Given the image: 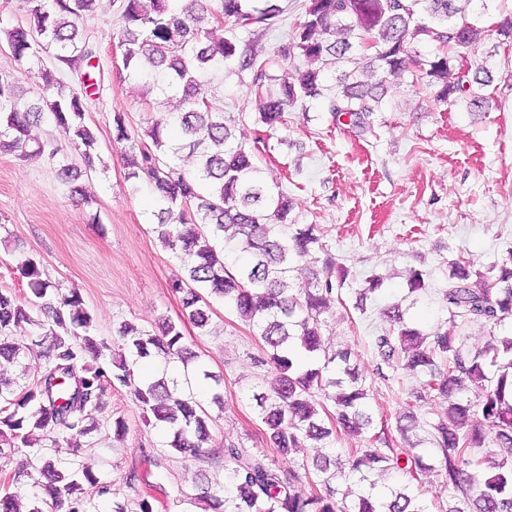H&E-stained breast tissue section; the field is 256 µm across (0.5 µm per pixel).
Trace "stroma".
<instances>
[{
	"label": "stroma",
	"mask_w": 512,
	"mask_h": 512,
	"mask_svg": "<svg viewBox=\"0 0 512 512\" xmlns=\"http://www.w3.org/2000/svg\"><path fill=\"white\" fill-rule=\"evenodd\" d=\"M306 4L282 0L284 13L269 30L238 28L227 36L239 51L257 49L275 58L271 72L281 74L288 61L280 51L290 43ZM511 8L512 0H504L501 8L475 14L485 33L468 56L497 51L495 101L479 114L447 108L436 100L434 88L406 77L391 83L372 133L360 136L335 123L323 99L290 107L285 124L269 131L255 122L252 71L228 61L207 86L239 141L254 150L267 182L293 198L292 220L320 225L324 244L347 269L339 301L324 316L322 339L327 349H351L373 422L392 432L408 391L420 379L386 382L377 374L370 339L388 327L381 308L400 304L408 319L432 331L449 320L441 306L449 262L464 259L485 273L512 254V43L496 32L501 10ZM84 26L97 45L103 72L86 121L107 167L83 177L88 198L83 205L62 194L52 165L0 151V287L29 301L20 266L33 257L52 285L80 291L95 333L105 342H112L123 322L146 329L162 316L181 322L186 345L224 377V408L210 405V390L200 394L212 418L210 447L232 441L271 454L265 427L248 399L250 387L264 375L253 363L260 337L221 299L212 302L209 334L183 321L180 297L171 290L182 269L158 239L151 189L146 182L127 181L120 148L112 142L114 113H124L129 128L138 131L150 121H169L177 103L146 104L127 81L110 0H100ZM414 270L426 283L418 296L408 292ZM373 275L382 276L384 284L357 307L358 292ZM118 416L129 427L120 440L112 434ZM93 417L98 428L79 455L62 442L54 450L62 462L87 465L117 489L116 499L96 500L94 512H113L119 504L125 512H137L138 493L126 488L125 477L142 465L147 451L160 460L149 479L167 489L166 512H204V503L191 498L195 484H223V460H194L167 447L165 430L146 423L128 389L108 391Z\"/></svg>",
	"instance_id": "stroma-1"
}]
</instances>
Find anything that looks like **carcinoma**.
<instances>
[{
  "mask_svg": "<svg viewBox=\"0 0 512 512\" xmlns=\"http://www.w3.org/2000/svg\"><path fill=\"white\" fill-rule=\"evenodd\" d=\"M97 0H25L29 20L0 27V45L21 64L42 62L50 53L56 70L39 69L45 94L21 103L17 86L0 76V149L29 161H58L57 177L72 198L83 196L81 177L96 170L97 137L85 115L95 100L98 83L96 47L79 24L90 17ZM472 0H307L284 56L290 68L268 74L273 58L257 51L238 53L234 41L216 38L209 19L221 27L265 29L284 9L280 0H113L119 24L118 47L128 77L147 92L180 94L181 111L173 123L180 143L170 141L168 128L152 123L144 134L130 132L125 117H113L112 137L124 145L121 157L127 179H145L152 187L159 238L182 263L186 276L173 281L180 294L182 315L201 334L209 332V297L229 303L238 317L254 327L263 341L258 368L273 376L270 390L253 394L266 427L270 447L286 455L308 442L331 447L339 430L367 433L362 448H347L345 458L320 455L312 474L324 492L307 495L295 488L281 467L261 452L229 442L220 449L224 486H199V498L212 512H426L408 487L376 490L375 472L394 471L411 480L435 470L416 452L392 448L385 430L370 433L373 420L366 410L367 393L351 351H324L322 315L336 300V289L347 270L325 248L316 224H294L288 195L265 183L252 154L224 122L200 81L203 73L239 60L240 69L255 72L257 123L274 130L285 123V112L298 103L324 97L322 73L339 72L336 94L328 98L333 119L346 122L358 135L372 132L374 115L382 111L391 81L408 72L412 82L438 88L437 101L453 108L464 104L475 112L491 108L487 92L492 78L489 59H462L482 39V29L469 21ZM372 46L364 47L365 42ZM436 46L433 55L415 57L414 42ZM467 73H462L461 61ZM79 75L77 89L56 72ZM50 118L70 141L76 156L62 152L53 139L31 142V128ZM149 138L147 146L143 138ZM196 154L194 171L174 164L183 150ZM241 261L226 263V254ZM322 264L325 277L314 270ZM21 269L34 297L31 305L0 289V360L20 355L17 333L24 325L39 329L44 363L33 381L20 391L0 376V465L23 448H33L52 434L62 433L73 455L93 430L92 413L107 390L124 387L141 404L144 418L162 427L167 447L206 457L211 418L191 394L175 397L178 380L163 376L135 381L132 365L140 361L165 364L195 358L184 345L181 325L165 319L154 333L131 323L117 330L109 347L93 333V317L75 289L64 293L42 278L40 261L26 258ZM309 271L310 286L290 292L295 271ZM442 303L452 322L498 324L512 317V254L496 277L472 272L470 262L448 266V288ZM39 309L36 318L31 307ZM382 315L391 325L374 338L380 364L396 371L425 372L420 388L410 389L401 434L416 428L415 408L446 403V416L431 424L429 443L441 453L442 482L459 495L449 512H512V337H490L483 349L465 355L459 337L444 330L423 332L404 320L399 305ZM197 376L214 383L211 400L224 405L223 378L199 366ZM465 391L475 400H464ZM388 448L383 452L377 448ZM494 446L501 460L481 453ZM0 493V512H91V498L109 499L117 492L87 467L65 468L50 452L37 456L32 470L7 473ZM44 490L25 501L27 484ZM166 492L154 487L140 494L139 512H157Z\"/></svg>",
  "mask_w": 512,
  "mask_h": 512,
  "instance_id": "obj_1",
  "label": "carcinoma"
}]
</instances>
